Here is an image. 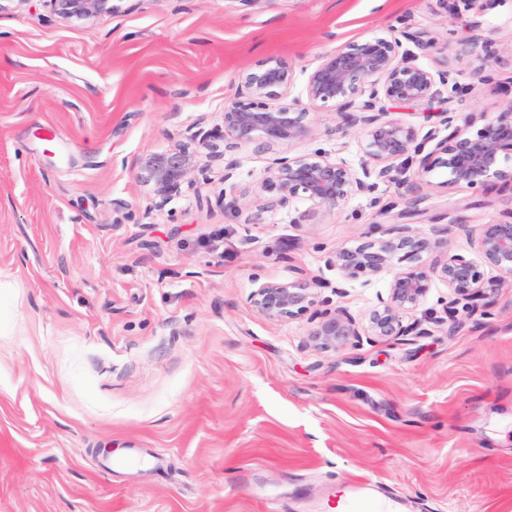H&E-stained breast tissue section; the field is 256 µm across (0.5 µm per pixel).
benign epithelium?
I'll return each mask as SVG.
<instances>
[{
  "instance_id": "obj_1",
  "label": "benign epithelium",
  "mask_w": 512,
  "mask_h": 512,
  "mask_svg": "<svg viewBox=\"0 0 512 512\" xmlns=\"http://www.w3.org/2000/svg\"><path fill=\"white\" fill-rule=\"evenodd\" d=\"M45 2L64 21H90L113 12L112 0ZM405 41L421 47L430 45L419 33L396 29L389 37H366L323 56L307 75L308 100L334 104L344 125L364 131V152L371 165L359 174L345 161L320 151L278 157L262 183L263 188L277 191L276 205L286 209L294 200L303 199L335 214L350 198L371 192L380 182L405 184L402 171L393 165L400 158L408 166L416 165L423 177L437 169L446 170L449 188L466 185L487 191L492 188L491 180L509 179L502 163L512 159V107L485 120L475 131L471 130V120L458 112L433 113L436 125L445 127L448 135L428 153L424 144L435 139V129L421 138L414 127L389 118L382 106L386 101L409 103L434 98L447 86L453 93L459 89L448 71L412 64L402 50ZM293 80V70L284 60L265 64L245 76L239 98L224 106V151L254 142L290 146L311 135L299 101L279 107L265 103L285 93ZM197 139L195 152L175 148L141 162V177L152 185L158 206L169 203L184 185L192 183L195 173L203 171L198 157L213 145L205 132ZM479 248L485 261L499 271L500 281L512 280V219L484 225ZM434 252L446 254V259L421 261L422 254ZM327 264L348 280L391 274L387 296H377L366 326H360L349 310L338 308L311 331V341L328 350L357 344L365 332L394 338L418 330L420 323L407 324L405 317L423 303L436 279L447 282L456 295L471 300L474 310L484 314L487 305L483 301L497 289L484 279L474 261L448 253V240L412 235L404 228L393 239L368 241L355 248L340 246L328 256ZM324 287L326 283L316 280L306 285L299 281L265 283L252 295L253 306L268 318L290 317L314 303V290Z\"/></svg>"
}]
</instances>
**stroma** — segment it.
Wrapping results in <instances>:
<instances>
[{
    "instance_id": "obj_1",
    "label": "stroma",
    "mask_w": 512,
    "mask_h": 512,
    "mask_svg": "<svg viewBox=\"0 0 512 512\" xmlns=\"http://www.w3.org/2000/svg\"><path fill=\"white\" fill-rule=\"evenodd\" d=\"M66 22L43 0L0 12V512H336L329 489L369 482L416 512H512V281L488 315L445 282L412 312L423 331L323 350L317 313L365 319L389 274L342 280L339 246L391 238L407 208L379 184L336 214L258 192L274 158L325 151L360 170L364 133L307 101L323 55L410 26L449 68L448 104H388L426 133L427 113L512 107V0L456 13L445 0H114ZM295 78L311 129L289 146L241 145L240 212L224 208V158L165 207L141 157L218 132L245 75L274 60ZM53 126V141L35 137ZM407 177L421 197L412 234L442 231L480 262L483 225L512 217V187L448 188ZM323 281L316 302L270 319L252 306L270 281ZM454 319H447L446 307ZM137 449L146 465L119 464Z\"/></svg>"
}]
</instances>
